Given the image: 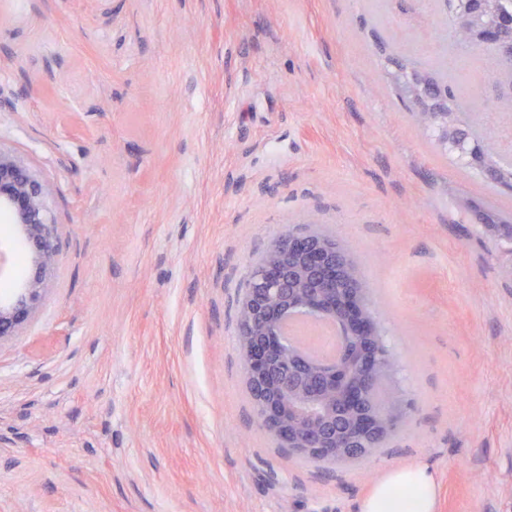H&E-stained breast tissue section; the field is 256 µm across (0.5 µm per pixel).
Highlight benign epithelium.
<instances>
[{
	"label": "benign epithelium",
	"instance_id": "benign-epithelium-1",
	"mask_svg": "<svg viewBox=\"0 0 512 512\" xmlns=\"http://www.w3.org/2000/svg\"><path fill=\"white\" fill-rule=\"evenodd\" d=\"M491 0H465L462 14L477 46L512 49V23L504 24ZM410 111H431L417 83L405 85ZM448 151L462 152L468 138L455 114L436 112ZM0 210L17 225V242L33 263L34 274L15 297L0 302V342L19 335L39 308L48 275L59 255L55 215L43 176L13 150L0 145ZM348 259L343 250L313 235H286L266 255L241 305L239 336L246 376L259 407L262 425L285 447L306 456L347 463L369 456L395 428L398 410L370 407L367 398L394 376L376 322L363 293L336 288ZM302 312L334 320L341 346L331 362H313L279 328L283 317Z\"/></svg>",
	"mask_w": 512,
	"mask_h": 512
}]
</instances>
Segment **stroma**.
<instances>
[{
    "label": "stroma",
    "mask_w": 512,
    "mask_h": 512,
    "mask_svg": "<svg viewBox=\"0 0 512 512\" xmlns=\"http://www.w3.org/2000/svg\"><path fill=\"white\" fill-rule=\"evenodd\" d=\"M444 0H0V144L48 181L60 259L0 344V512H360L422 463L437 512H512V194L417 131L383 52L467 57ZM314 230L361 269L405 411L371 458L316 464L263 427L238 306ZM465 210L472 224H492L485 227L486 233L493 238L510 241L512 239V217L508 219L493 207L476 202H464Z\"/></svg>",
    "instance_id": "35a3bbf8"
}]
</instances>
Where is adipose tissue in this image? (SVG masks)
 Instances as JSON below:
<instances>
[{"mask_svg":"<svg viewBox=\"0 0 512 512\" xmlns=\"http://www.w3.org/2000/svg\"><path fill=\"white\" fill-rule=\"evenodd\" d=\"M409 489L416 493L414 512H437L438 486L435 476L420 464L385 473L362 501L360 512H404L399 495Z\"/></svg>","mask_w":512,"mask_h":512,"instance_id":"adipose-tissue-1","label":"adipose tissue"}]
</instances>
